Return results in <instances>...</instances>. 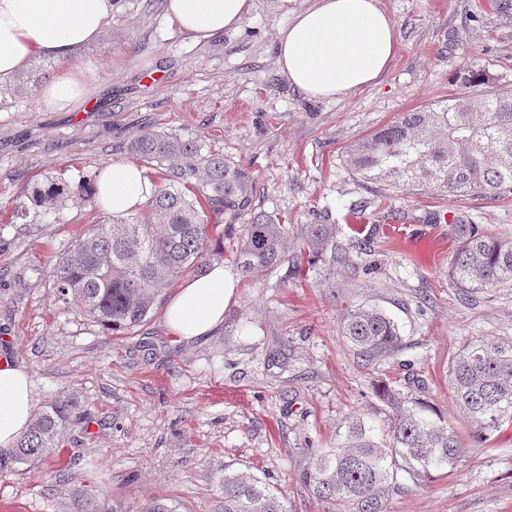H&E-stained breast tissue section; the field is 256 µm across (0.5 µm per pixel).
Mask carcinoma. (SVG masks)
Returning a JSON list of instances; mask_svg holds the SVG:
<instances>
[{"label": "carcinoma", "instance_id": "cac0c4a2", "mask_svg": "<svg viewBox=\"0 0 512 512\" xmlns=\"http://www.w3.org/2000/svg\"><path fill=\"white\" fill-rule=\"evenodd\" d=\"M481 74L465 64L458 74L460 92L448 104L403 112L392 123L350 145L343 156L347 170L382 186L429 189L453 196L478 194L491 199L512 195V93L477 94ZM128 151L145 165L165 167L160 185L139 215H107L58 256L51 267L57 301H76L92 322L118 335L140 326L163 302L176 279L205 273L210 262L224 258L213 244L235 236L234 271L248 275L258 268H278L286 261V229L272 212L253 205L255 184L240 165L203 153L195 140L177 134L144 131ZM96 179L77 185L54 177L32 187L39 210L15 208L12 220L36 223L68 200L93 202ZM247 222L209 223L210 214ZM454 253L448 275L468 300L492 288H512V235L493 234L460 217L448 224ZM340 225L324 213L317 224L303 227L309 253L332 271L357 266L361 246L342 237ZM340 335L365 365L385 360L398 350L395 322L375 306L346 311ZM456 405L482 443L512 421V338H482L462 346L449 367ZM378 397L396 417L378 435L358 417L348 422L338 448H313L311 464L299 474L301 484L334 512H387V502L401 487L399 475L419 481L432 471L453 465L465 444L448 420L427 402L409 400L387 384ZM86 421L78 396L64 391L39 409L17 440L12 461L47 464L63 447L71 426ZM217 512H286L274 487L254 475L224 471L216 476ZM169 496L145 500L136 512H179ZM65 512H127L75 488Z\"/></svg>", "mask_w": 512, "mask_h": 512}]
</instances>
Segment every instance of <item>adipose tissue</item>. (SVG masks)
<instances>
[{
  "mask_svg": "<svg viewBox=\"0 0 512 512\" xmlns=\"http://www.w3.org/2000/svg\"><path fill=\"white\" fill-rule=\"evenodd\" d=\"M252 7V0H167L165 11L171 27L203 43L238 30ZM111 15L112 0H0V84L33 57H51L64 67L44 87L42 101L53 110L73 108L83 91L67 62L74 49L101 37ZM397 51L396 28L379 0H314L280 30L277 65L308 98L340 100L375 84ZM96 189L106 210L126 214L141 209L155 185L139 165L115 162L100 170ZM236 295L231 273L220 264L185 280L165 307L169 332L184 341L211 336ZM32 413L28 374L1 361L0 455L12 451Z\"/></svg>",
  "mask_w": 512,
  "mask_h": 512,
  "instance_id": "ef3b65f1",
  "label": "adipose tissue"
}]
</instances>
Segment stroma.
I'll list each match as a JSON object with an SVG mask.
<instances>
[{"label": "stroma", "mask_w": 512, "mask_h": 512, "mask_svg": "<svg viewBox=\"0 0 512 512\" xmlns=\"http://www.w3.org/2000/svg\"><path fill=\"white\" fill-rule=\"evenodd\" d=\"M312 0H254L242 27L193 43L165 20V0H112L102 37L70 60L89 91L70 111L41 101L40 88L0 105V357L30 377L34 406L77 391L89 425L68 431L54 467L0 468V512H59L83 487L135 512L167 493L187 512H214L224 469L268 480L288 512H331L299 482L305 441L333 448L351 417L383 432L393 413L375 394L383 381L421 398L465 436L460 461L402 488L388 512H512V426L470 440L455 405L448 365L467 342L512 337V288L464 300L448 280L454 243L438 212L464 214L512 235V199L439 196L378 187L349 172L346 148L400 113L447 101L465 62L485 88L512 90V16L475 0H380L397 28L398 51L371 87L312 101L276 64V39ZM156 130L198 141L241 165L255 205L288 229L299 255L301 229L320 211L349 225L365 245L353 270L327 275L320 261L235 276L237 296L209 338L178 342L163 310L126 335L90 322L56 299L51 266L102 218L67 202L50 224L15 222L34 181L71 182L128 160V142ZM369 303L397 321L401 347L364 366L340 336L347 308Z\"/></svg>", "instance_id": "1"}]
</instances>
